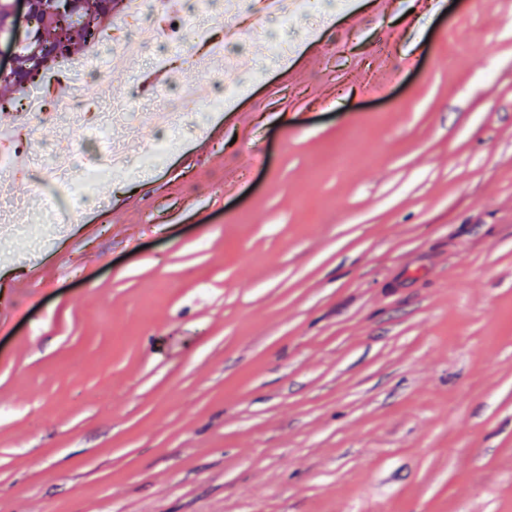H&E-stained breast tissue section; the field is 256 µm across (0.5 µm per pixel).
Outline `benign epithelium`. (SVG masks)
Wrapping results in <instances>:
<instances>
[{"instance_id":"obj_1","label":"benign epithelium","mask_w":512,"mask_h":512,"mask_svg":"<svg viewBox=\"0 0 512 512\" xmlns=\"http://www.w3.org/2000/svg\"><path fill=\"white\" fill-rule=\"evenodd\" d=\"M81 0H13L0 15V43L10 50L9 64L1 66L7 73L17 68L18 49L25 46L29 54L36 56L40 46L33 36L36 25L79 29L89 18L79 9Z\"/></svg>"}]
</instances>
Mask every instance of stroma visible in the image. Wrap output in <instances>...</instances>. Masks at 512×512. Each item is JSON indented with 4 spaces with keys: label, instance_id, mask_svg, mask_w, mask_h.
I'll use <instances>...</instances> for the list:
<instances>
[{
    "label": "stroma",
    "instance_id": "obj_1",
    "mask_svg": "<svg viewBox=\"0 0 512 512\" xmlns=\"http://www.w3.org/2000/svg\"><path fill=\"white\" fill-rule=\"evenodd\" d=\"M324 3L84 223L17 211L0 512H512V0Z\"/></svg>",
    "mask_w": 512,
    "mask_h": 512
}]
</instances>
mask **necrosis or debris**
Returning a JSON list of instances; mask_svg holds the SVG:
<instances>
[{
  "mask_svg": "<svg viewBox=\"0 0 512 512\" xmlns=\"http://www.w3.org/2000/svg\"><path fill=\"white\" fill-rule=\"evenodd\" d=\"M166 6L167 0H126L124 16L100 33L97 48L80 59L57 58L50 67L56 81L66 88L64 109L70 114V124L90 133L101 146L95 164L72 170L56 167L54 154L69 150L71 142L68 135L53 128L48 131L50 148L46 151L33 144L13 146L12 132L0 133V177L14 179L21 174L34 177L40 186L35 199L41 210L48 214L50 223L58 226L70 224L74 207L86 193L85 177L109 180L125 172L131 154H140L145 160L154 155V147L141 142L114 140L113 127L129 126L134 119L133 112L121 107L105 111L102 98L84 95L82 86L96 80L97 65L102 60L101 49L105 46L111 47L117 59L152 49L156 52L155 67L166 66L177 49V43L154 23L155 16L163 14ZM314 6V0H224V12L219 18L220 34L212 35L209 28L200 27L196 30V38L208 57L230 64L235 60L243 18H252L258 24L269 20L285 21L298 13L308 14ZM195 101L194 82H181L156 104L152 121L154 128L164 131L177 123L193 124Z\"/></svg>",
  "mask_w": 512,
  "mask_h": 512,
  "instance_id": "obj_1",
  "label": "necrosis or debris"
}]
</instances>
